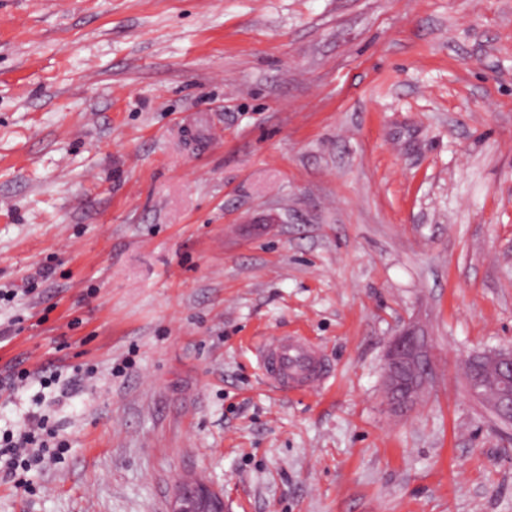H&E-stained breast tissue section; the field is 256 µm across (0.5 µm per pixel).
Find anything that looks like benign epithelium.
I'll use <instances>...</instances> for the list:
<instances>
[{"instance_id":"obj_1","label":"benign epithelium","mask_w":512,"mask_h":512,"mask_svg":"<svg viewBox=\"0 0 512 512\" xmlns=\"http://www.w3.org/2000/svg\"><path fill=\"white\" fill-rule=\"evenodd\" d=\"M462 362L477 385L492 387L496 395L484 400L500 420L512 422V348L468 353ZM386 397L395 409H404L433 383L430 355L424 337L407 329L390 343L384 364Z\"/></svg>"}]
</instances>
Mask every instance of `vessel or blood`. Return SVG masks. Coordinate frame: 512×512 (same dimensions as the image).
<instances>
[{
  "label": "vessel or blood",
  "instance_id": "obj_1",
  "mask_svg": "<svg viewBox=\"0 0 512 512\" xmlns=\"http://www.w3.org/2000/svg\"><path fill=\"white\" fill-rule=\"evenodd\" d=\"M264 375L279 386L314 393L324 388L330 372L320 351L301 336H273L257 350Z\"/></svg>",
  "mask_w": 512,
  "mask_h": 512
}]
</instances>
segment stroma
<instances>
[{"label":"stroma","instance_id":"35a3bbf8","mask_svg":"<svg viewBox=\"0 0 512 512\" xmlns=\"http://www.w3.org/2000/svg\"><path fill=\"white\" fill-rule=\"evenodd\" d=\"M4 285L0 429L45 406L71 448L0 512L199 475L226 512H512L461 362L512 347V0H0ZM410 325L434 382L397 412ZM286 334L321 393L263 376ZM257 357L267 378L291 390L318 392L330 376L320 351L303 336H272Z\"/></svg>","mask_w":512,"mask_h":512}]
</instances>
